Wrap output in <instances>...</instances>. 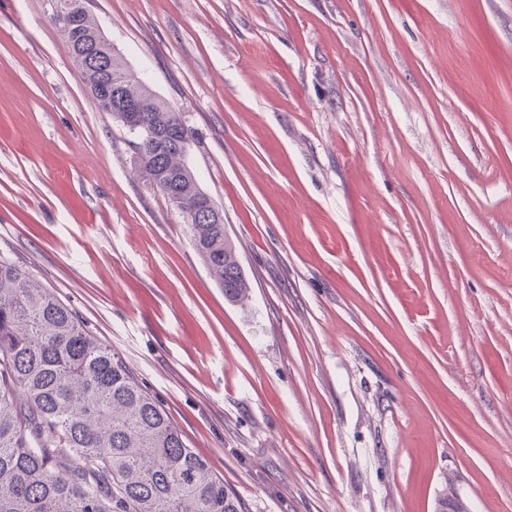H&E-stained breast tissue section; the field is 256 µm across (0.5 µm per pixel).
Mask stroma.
I'll use <instances>...</instances> for the list:
<instances>
[{"mask_svg":"<svg viewBox=\"0 0 512 512\" xmlns=\"http://www.w3.org/2000/svg\"><path fill=\"white\" fill-rule=\"evenodd\" d=\"M192 131L229 302L47 0H0V259L244 512H512V0H88Z\"/></svg>","mask_w":512,"mask_h":512,"instance_id":"obj_1","label":"stroma"}]
</instances>
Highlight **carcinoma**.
I'll use <instances>...</instances> for the list:
<instances>
[{"label":"carcinoma","instance_id":"1","mask_svg":"<svg viewBox=\"0 0 512 512\" xmlns=\"http://www.w3.org/2000/svg\"><path fill=\"white\" fill-rule=\"evenodd\" d=\"M51 22L69 44L90 91L107 74L83 62L93 50L120 54L90 15L86 0H51ZM140 120L162 134L135 132L136 162L150 186L181 196L198 190L184 158L192 138L181 114L137 79ZM183 128L176 142L167 133ZM191 238L224 298L242 303L249 286L224 223H189ZM0 512H243L241 501L207 461L187 447L162 405L112 351L49 289L0 259Z\"/></svg>","mask_w":512,"mask_h":512}]
</instances>
